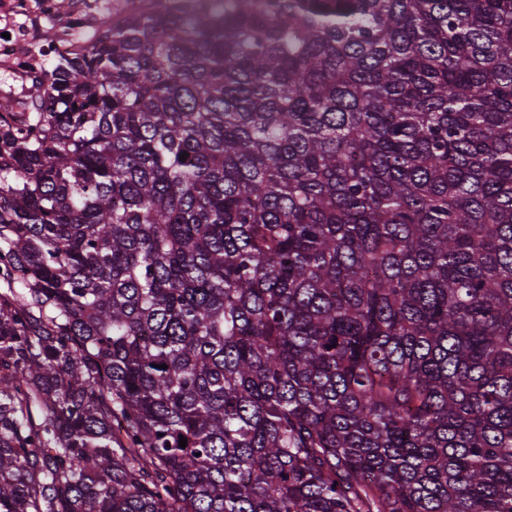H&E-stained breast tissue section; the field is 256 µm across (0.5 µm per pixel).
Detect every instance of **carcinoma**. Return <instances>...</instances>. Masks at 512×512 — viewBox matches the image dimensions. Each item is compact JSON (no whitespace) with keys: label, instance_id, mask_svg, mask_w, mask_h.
Masks as SVG:
<instances>
[{"label":"carcinoma","instance_id":"obj_1","mask_svg":"<svg viewBox=\"0 0 512 512\" xmlns=\"http://www.w3.org/2000/svg\"><path fill=\"white\" fill-rule=\"evenodd\" d=\"M129 2L0 113V512H512V0Z\"/></svg>","mask_w":512,"mask_h":512}]
</instances>
